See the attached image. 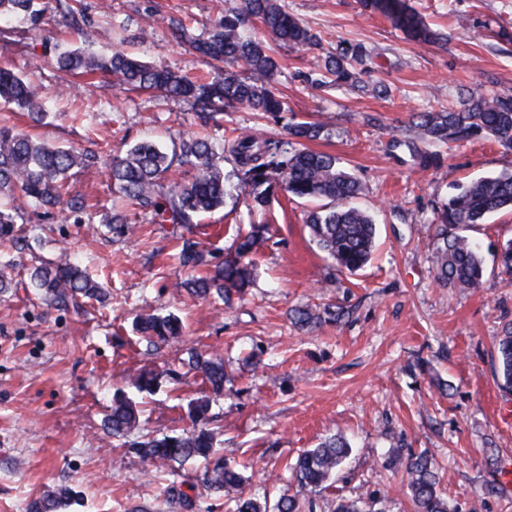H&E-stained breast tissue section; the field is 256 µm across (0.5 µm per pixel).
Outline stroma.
<instances>
[{
	"label": "stroma",
	"mask_w": 512,
	"mask_h": 512,
	"mask_svg": "<svg viewBox=\"0 0 512 512\" xmlns=\"http://www.w3.org/2000/svg\"><path fill=\"white\" fill-rule=\"evenodd\" d=\"M241 3L82 0L100 31L99 54L122 48L193 75L211 67L172 36L169 18L182 19L198 37ZM409 3L441 42L407 39L390 19L364 10L361 0H285L289 12L323 38L318 46L280 51L276 86L287 112L260 119L240 108L210 131L221 137L257 127L284 140L288 123H328L330 134L312 149L351 168L364 187L363 206L380 213L374 253L363 269L331 268L306 226L312 203L279 193L258 210L245 196L226 201L187 226L151 223L146 211L128 203L122 212L136 230L118 241L103 225L78 224L66 213L31 217L16 225L13 237H0V261L13 262L4 271L12 286L0 291V512H26L44 487L59 484L82 494L61 512H161L157 477L104 435L102 421L113 394L129 390V374L180 369L191 347L223 354L234 375L213 407L212 426L245 464V492L276 502L298 453L342 433L353 450L323 501L368 492L386 498L389 512H410L399 492L401 474L383 466L386 451L400 446L435 455L455 512H512V395L495 377L496 339L512 321V285L501 282L497 260L500 244L512 238V213L470 232L485 262L477 292L434 282L430 229L453 184L512 171V152L473 139L454 147L439 168L421 171L387 149L412 113L458 106L460 86L512 92V0ZM339 40L372 51L393 89L390 97L324 92L302 81ZM78 41L57 6L37 27L22 18L0 22V61L54 96L44 124L16 112L11 125L48 144L101 156L100 165L70 179L99 217L114 197L106 159L143 140L172 149L200 126L186 103L119 89L101 74L59 72L43 55L44 44ZM253 222L268 225L269 234L243 297L223 305L176 289L182 239L220 262ZM19 237L29 239L31 249H17ZM65 251L105 289L104 301L65 309L31 287V270ZM324 298L349 309V318L310 330L292 324L291 309ZM171 312L182 318L183 336L147 349L133 331L136 316ZM253 352L262 357L256 371L243 362ZM202 387L189 373L163 379L156 393L137 394L142 433L160 437L191 427L187 405ZM490 448L498 466L486 459ZM494 479L501 493L483 497Z\"/></svg>",
	"instance_id": "35a3bbf8"
}]
</instances>
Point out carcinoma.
<instances>
[{"label": "carcinoma", "instance_id": "cac0c4a2", "mask_svg": "<svg viewBox=\"0 0 512 512\" xmlns=\"http://www.w3.org/2000/svg\"><path fill=\"white\" fill-rule=\"evenodd\" d=\"M366 9L391 18L395 26L418 42H434L435 34L406 0H364ZM45 8L35 0H0V16H18L36 25ZM72 25L81 34V45L62 49L44 46L55 68L69 74L101 72L125 90L159 92L169 98L191 103L200 119L216 121L239 107L272 116L286 111L285 102L274 92L273 81L280 65L272 44L284 47L316 45L319 37L288 13L282 0H243L240 8H227L224 17L204 36L190 38L182 24L170 20L175 39L187 41L199 56L216 62L217 72L206 80L188 76L161 64L117 50L108 58L94 52L95 30L92 24L67 9ZM258 21L268 40L250 31L247 22ZM370 54L361 43L338 41L325 54L318 70L305 75L315 87L327 84L348 87L373 97L387 98L391 87L377 79L365 82ZM12 105L27 113L35 123L47 116L46 93L42 87L26 81L11 68L0 66V104ZM326 130L321 122H297L289 125L291 140L283 143L245 131L220 141L195 137L181 141L167 152L151 142H141L122 155L112 157V183L122 197L136 202L151 213L154 224H191L193 218L224 204V198L237 192L252 197L253 204L267 205L276 192L289 198L320 200L311 213L308 228L318 248L332 259L339 270L361 269L370 259L377 236L373 214L355 200L361 186L354 175L334 155L309 150L304 142L315 140ZM476 138H492L512 151V93H486L477 84L468 91L457 109L418 112L404 132L392 138L389 147L407 155L413 164L426 170L442 159L440 149L453 143ZM231 158L239 182H230L224 173V159ZM95 153L71 147H54L0 126V236H10L15 224L26 221L29 212L50 217L59 208L76 215L77 221L94 223L83 196L68 186L70 172L95 166ZM174 167L192 173V181L179 186L164 184ZM502 211L512 212V172L479 176L456 188L441 204L433 224L436 247L432 257L434 282L459 290L476 291L483 285L484 264L477 244L467 235ZM102 223L114 236L132 232L125 217L115 211ZM268 227L251 224L237 236L234 257L214 265L213 273L177 283L200 298L216 297L224 302L231 295L243 294L253 283L251 258L265 244ZM181 267L195 270L211 266V254L196 242L183 239L178 254ZM501 280L512 283V238L499 254ZM30 278L34 287L49 294L60 307L76 303L79 297L97 299L100 288L81 268L76 257L64 254L51 267L39 266ZM349 311L337 304H314L290 310V318L300 329L342 321ZM134 329L148 345L157 348L182 335V321L173 314H142ZM184 366L202 377L205 388L188 403L192 427L176 435L146 438L129 444V452L144 462L162 467L200 461L204 465L203 483L213 492L233 491L246 482L234 456V450L220 448L207 428L213 402L224 395L229 382L224 356L187 351ZM497 378L500 387L512 394V322L501 328L497 348ZM160 374L142 369L130 378L139 393H152ZM137 402L125 392L112 397V406L104 419L105 432L120 440L132 434L140 424ZM351 446L342 435H334L317 447L303 451L291 465L297 481L293 494H283L274 506L254 495L240 494L233 499L230 512H315V499L342 466ZM389 462L403 470V489L410 497L414 512H450L448 499L439 488L440 478L433 455L394 448ZM76 492L68 485L49 486L28 504V512H57L74 501ZM382 501L365 492L355 498L340 497L332 512H386Z\"/></svg>", "mask_w": 512, "mask_h": 512}]
</instances>
